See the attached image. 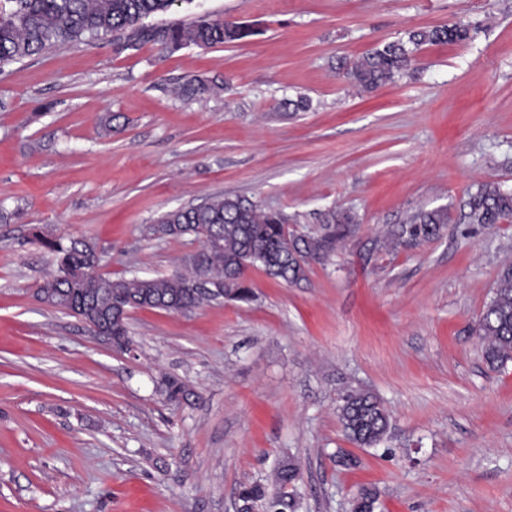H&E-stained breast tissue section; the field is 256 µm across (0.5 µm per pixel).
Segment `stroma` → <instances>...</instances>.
<instances>
[{
    "label": "stroma",
    "mask_w": 512,
    "mask_h": 512,
    "mask_svg": "<svg viewBox=\"0 0 512 512\" xmlns=\"http://www.w3.org/2000/svg\"><path fill=\"white\" fill-rule=\"evenodd\" d=\"M200 14L262 32L119 54L106 36L0 74V512H236L239 484L288 457L299 512H351L363 488L383 512H512V364L490 370L476 333L512 222L465 219L469 190L512 189V0H183L164 19ZM459 19L472 41L422 47L392 83L336 76ZM191 77L221 89L174 94ZM300 95L310 111L282 109ZM226 194L299 238L331 208L356 222L300 283L248 270L251 304L130 312L127 352L37 300L55 264L32 227L95 241L112 277L168 275L199 243L144 226ZM438 209L439 237L387 245ZM350 389L390 415L378 447L344 432Z\"/></svg>",
    "instance_id": "obj_1"
}]
</instances>
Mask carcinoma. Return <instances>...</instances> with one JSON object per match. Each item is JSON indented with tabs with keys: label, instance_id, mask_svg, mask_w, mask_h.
Returning a JSON list of instances; mask_svg holds the SVG:
<instances>
[{
	"label": "carcinoma",
	"instance_id": "cac0c4a2",
	"mask_svg": "<svg viewBox=\"0 0 512 512\" xmlns=\"http://www.w3.org/2000/svg\"><path fill=\"white\" fill-rule=\"evenodd\" d=\"M184 0H0V72L14 62L41 54L55 46L86 43L101 37H115L116 49L137 48L151 43L161 51L186 46L213 48L240 44L257 34L247 21L218 20L199 15L188 24L170 22L148 25L145 20L165 14ZM477 29L470 23L454 22L432 28H414L397 40L383 42L356 59L343 58L336 70L347 85L360 93L371 92L406 74L415 53L424 45L472 40ZM221 88L215 82L191 78L179 86L187 98H195ZM468 219L472 224H496L512 220V192L496 185L481 184L468 193ZM334 229L298 243L288 233V217L263 207L244 195H224L190 208L166 211L157 223L168 237L192 235L201 241L200 251L185 260L184 269L156 277L132 276L112 279L88 272L98 246L88 239L49 237L42 231L33 238L53 255L56 269L39 285L43 302L64 306L86 325H93L120 345L130 342L126 317L121 308L157 309L186 313L224 298L249 302L253 293L247 284V271L262 270L285 283H299L306 277L305 258L318 259L335 251L336 243L348 232L355 217L334 208L322 214ZM448 223L445 210L420 212L408 224L392 230L390 243L404 237L430 239L441 234ZM209 279L219 292L195 295L190 285L196 279ZM483 356L494 370L512 363V264L506 266L493 289L490 301L477 321ZM339 419L348 439L361 448H375L386 438L389 414L381 401L363 390H351L341 398ZM300 468L292 460L278 462L274 470L276 492L254 483L238 493L249 504L248 512L261 507L264 512H296L298 500L287 488L295 486ZM376 491L363 489L354 512H377Z\"/></svg>",
	"mask_w": 512,
	"mask_h": 512
}]
</instances>
